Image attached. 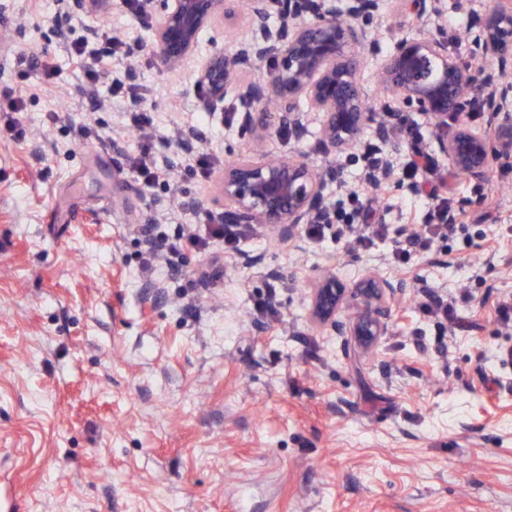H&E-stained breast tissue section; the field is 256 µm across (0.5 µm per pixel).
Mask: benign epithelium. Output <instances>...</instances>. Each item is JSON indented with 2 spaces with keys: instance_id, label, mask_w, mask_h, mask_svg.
<instances>
[{
  "instance_id": "obj_1",
  "label": "benign epithelium",
  "mask_w": 512,
  "mask_h": 512,
  "mask_svg": "<svg viewBox=\"0 0 512 512\" xmlns=\"http://www.w3.org/2000/svg\"><path fill=\"white\" fill-rule=\"evenodd\" d=\"M159 2L154 45L162 63L179 66L197 47L201 33L230 22L238 0H143ZM273 0H250L255 36L231 51L212 55L198 71L196 87L208 112L233 96L241 108V133L250 155L224 165L221 191L232 209L224 221L263 224L283 240L300 237L305 224L348 220L326 190L341 184L340 172L312 167L300 155L261 148L257 130L274 134L302 128L301 105L321 115L320 139L328 155L352 148L368 126L380 146L364 160V181L412 191L395 177L394 121L405 112L422 116L437 132L438 151L469 177H484L494 159L512 161V0H493L476 31L470 52L480 65L462 66L448 55L445 0H419L421 15L436 33L403 35L383 57L369 37L380 0H278L279 24H266ZM377 59V78L387 99L381 111L366 108L358 73L366 56ZM253 72L256 77L245 80ZM485 113V126L472 125L470 112ZM453 132H448V124ZM407 291L405 280L376 274L347 288L325 272L309 293L311 322L338 336H352L364 349L377 347L389 331L387 309Z\"/></svg>"
}]
</instances>
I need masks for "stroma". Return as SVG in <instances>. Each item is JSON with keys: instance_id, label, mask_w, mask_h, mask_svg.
<instances>
[{"instance_id": "obj_1", "label": "stroma", "mask_w": 512, "mask_h": 512, "mask_svg": "<svg viewBox=\"0 0 512 512\" xmlns=\"http://www.w3.org/2000/svg\"><path fill=\"white\" fill-rule=\"evenodd\" d=\"M492 0L449 10L448 52L469 65L468 33ZM111 27L74 0H0V89L24 95V136L0 134V512H512V392L500 359L512 323V163L458 176L435 130L409 112L397 160L414 152L418 191L370 202L358 144L331 157L321 117L301 138L264 147L342 170L329 186L361 224L424 223L437 199L472 202L465 226L407 263L392 238L367 246L337 237L288 243L256 224L228 254L192 249L149 258L147 238L224 213V165L246 152L227 98L205 142L192 137L194 80L213 54L250 40L247 0L234 27L215 24L179 67L151 51L154 19L111 0ZM74 17L75 32L57 17ZM382 50L421 19L381 0ZM139 36L118 68L139 85L152 134L171 162L167 185L145 186L130 159L141 139L123 99L90 90L69 51L74 36L102 44ZM51 63L52 77L32 67ZM213 159L208 180L188 171ZM325 271L350 286L365 273L406 280L375 351L313 325L307 294ZM277 315L256 321V301ZM452 304L457 321L425 310Z\"/></svg>"}]
</instances>
